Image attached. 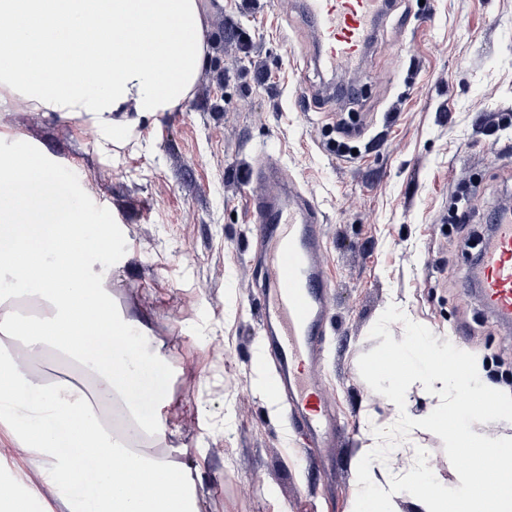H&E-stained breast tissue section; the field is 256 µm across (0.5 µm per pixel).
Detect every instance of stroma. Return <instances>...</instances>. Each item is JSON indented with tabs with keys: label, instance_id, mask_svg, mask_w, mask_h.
Wrapping results in <instances>:
<instances>
[{
	"label": "stroma",
	"instance_id": "stroma-1",
	"mask_svg": "<svg viewBox=\"0 0 512 512\" xmlns=\"http://www.w3.org/2000/svg\"><path fill=\"white\" fill-rule=\"evenodd\" d=\"M207 55L189 99L141 123L103 157L82 116L36 114L18 93L0 112V154L24 146L111 231L98 266L116 308L147 319L132 354L161 350L169 447L195 468L200 512H354L361 420L394 408L369 368L396 336L452 337L507 391L512 332L465 287L472 255L444 218L463 186L486 204L512 198V0H406L383 23L357 76L359 96L337 110L314 65L294 0H201ZM248 34L239 53L228 26ZM292 42L284 52L283 39ZM349 152L334 144L341 127ZM313 191L335 283L318 369L342 436L298 448L288 417L273 418L260 382L274 371L258 324L250 261V172L259 152ZM396 306L387 324L380 312ZM418 471L461 493L462 457L431 430L411 434ZM0 422V477L37 489L45 512H68L29 470Z\"/></svg>",
	"mask_w": 512,
	"mask_h": 512
}]
</instances>
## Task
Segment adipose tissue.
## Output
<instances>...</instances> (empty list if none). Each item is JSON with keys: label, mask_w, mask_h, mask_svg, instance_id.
Masks as SVG:
<instances>
[{"label": "adipose tissue", "mask_w": 512, "mask_h": 512, "mask_svg": "<svg viewBox=\"0 0 512 512\" xmlns=\"http://www.w3.org/2000/svg\"><path fill=\"white\" fill-rule=\"evenodd\" d=\"M0 15L10 20L0 27V85L26 92L44 114L84 115L106 132L109 146L186 101L205 59L199 0H0ZM93 32L109 46L98 64L74 58L61 67L42 53L45 45L64 47ZM149 35L177 45L158 68L138 59ZM110 245L109 233L89 232L81 207L38 155L15 150L8 164L0 163V421L22 444L30 469L67 499L69 512H199L186 464L172 452L145 449L167 438L159 387L166 360L158 351L147 360L129 351L144 326L115 311L112 284L96 268ZM21 258L65 271L66 278L17 277L13 265ZM77 322L90 333L80 343L67 333ZM399 348L407 367L401 382L387 386L399 422L436 430L454 453H497L505 469L492 485L465 470L460 480L467 491L460 496L423 482L403 497L377 476L375 463L402 459L411 476L418 451L366 419L356 452L357 512H512V435L490 440L465 424L449 426L459 384L432 358L434 344L421 337ZM58 357L77 365L85 385L43 383L40 369ZM414 384L436 400L427 412L409 409ZM112 406L121 409L120 425L103 420Z\"/></svg>", "instance_id": "adipose-tissue-1"}]
</instances>
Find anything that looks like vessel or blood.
Returning <instances> with one entry per match:
<instances>
[{
    "label": "vessel or blood",
    "instance_id": "b4317fda",
    "mask_svg": "<svg viewBox=\"0 0 512 512\" xmlns=\"http://www.w3.org/2000/svg\"><path fill=\"white\" fill-rule=\"evenodd\" d=\"M392 0H300L316 61L327 73L358 69ZM258 190L250 198L256 232L254 246L265 292L259 307L263 339L275 373L267 391L283 398L304 445L318 448L336 434L335 419L319 388L315 366L323 359V341L334 281L327 271L326 239L314 196L280 162L261 158L253 168ZM499 222L483 242L471 283L496 324L512 328V203L499 204ZM376 375L401 376L402 352L382 350L371 362ZM485 400L463 389L448 410L449 424L463 414L481 413Z\"/></svg>",
    "mask_w": 512,
    "mask_h": 512
}]
</instances>
